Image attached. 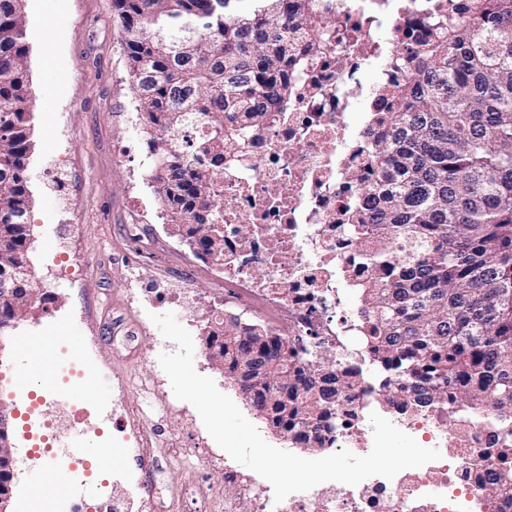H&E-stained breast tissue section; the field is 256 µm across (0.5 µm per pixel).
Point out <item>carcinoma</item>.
<instances>
[{"instance_id":"cac0c4a2","label":"carcinoma","mask_w":512,"mask_h":512,"mask_svg":"<svg viewBox=\"0 0 512 512\" xmlns=\"http://www.w3.org/2000/svg\"><path fill=\"white\" fill-rule=\"evenodd\" d=\"M24 0H0V280L29 245V125ZM129 91L141 113L160 206L186 224L196 255H224L211 220L224 179V142L245 136L294 92L288 73L331 55L330 21L309 0H115ZM386 133L370 149L376 209L352 216L373 237L376 274L358 285L359 340L390 405L491 409L501 468L487 497L512 488V0L480 10L418 47ZM22 292L0 299V336ZM224 327L230 370L264 375L246 402L288 408L274 425L309 451L336 431L342 392L364 376L340 372L334 347Z\"/></svg>"}]
</instances>
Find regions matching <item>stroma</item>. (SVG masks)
<instances>
[{
  "mask_svg": "<svg viewBox=\"0 0 512 512\" xmlns=\"http://www.w3.org/2000/svg\"><path fill=\"white\" fill-rule=\"evenodd\" d=\"M25 11L30 124L36 142L28 164V258L47 302L0 340V366L18 370L36 336L56 347L70 343L83 359L84 376L72 384L83 402L98 408L123 393L138 410L140 431L155 449L144 461L103 437L102 445L112 450L104 479L118 470L140 474L161 488L173 512H193L192 492L200 481L215 493L225 491L223 472L202 468L215 442L196 409L185 414L177 410L179 401L160 372L158 357L167 341L149 318L152 303L128 298L135 288L169 287V270L190 258L191 251L183 244L167 250L171 238L163 233V249L143 258L122 234L123 225L142 209L154 214L156 227L162 228L164 221L158 216L157 193L143 181L145 139L127 87V59L113 19V0H26ZM62 236L79 272L58 285L48 272V256ZM190 286L202 303L190 313L176 309L175 315L191 323L196 372L212 378L267 443L288 450V442L256 417L237 388L211 366L200 338L208 318L205 300L215 285L199 277ZM27 405L26 390L17 389L9 404L16 419L12 442L18 460L12 512H23L24 502L40 501L32 483L29 449L35 425ZM174 440L184 449L177 457L167 453Z\"/></svg>",
  "mask_w": 512,
  "mask_h": 512,
  "instance_id": "35a3bbf8",
  "label": "stroma"
}]
</instances>
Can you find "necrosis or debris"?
<instances>
[{
    "instance_id": "obj_1",
    "label": "necrosis or debris",
    "mask_w": 512,
    "mask_h": 512,
    "mask_svg": "<svg viewBox=\"0 0 512 512\" xmlns=\"http://www.w3.org/2000/svg\"><path fill=\"white\" fill-rule=\"evenodd\" d=\"M327 16L336 52L296 79L283 111L224 152V187L218 221L224 257L200 275L216 285L211 305L235 306L268 333L339 343L346 356L360 353L354 338L349 289L373 274L364 259L369 245L351 229L353 213L369 209L362 184L375 178L368 158L397 92L411 76L406 55L428 34L433 18L466 14L480 0H312ZM261 275H254V268ZM381 398L372 383L346 391L332 443L358 456L373 447L370 415ZM388 419L441 457L393 479L373 476L355 486L321 483L275 502L273 488L256 472L209 453L205 469H220L235 498L194 492V512H237L249 497L253 512H512V496L489 499L483 459L496 423L487 413L449 420L430 410ZM64 512H167L158 492L101 494L92 506L67 504Z\"/></svg>"
}]
</instances>
